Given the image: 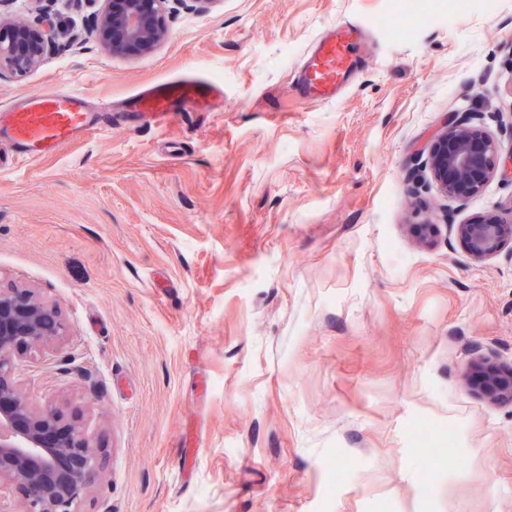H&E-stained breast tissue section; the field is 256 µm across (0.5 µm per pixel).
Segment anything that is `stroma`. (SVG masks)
Wrapping results in <instances>:
<instances>
[{
    "label": "stroma",
    "instance_id": "stroma-1",
    "mask_svg": "<svg viewBox=\"0 0 512 512\" xmlns=\"http://www.w3.org/2000/svg\"><path fill=\"white\" fill-rule=\"evenodd\" d=\"M391 4L172 0L169 39L125 58L87 0H0L79 36L0 80V106L65 87L112 116L26 165L0 142V286L66 326L14 378L104 445L77 512H512V402L467 377L512 366V250L476 262L456 236L512 177L459 203L424 164L456 115L512 142V0H431L423 22ZM349 18L371 28L355 80L291 96ZM189 72L223 110L128 121L125 96Z\"/></svg>",
    "mask_w": 512,
    "mask_h": 512
}]
</instances>
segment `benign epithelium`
<instances>
[{"instance_id":"7a95c632","label":"benign epithelium","mask_w":512,"mask_h":512,"mask_svg":"<svg viewBox=\"0 0 512 512\" xmlns=\"http://www.w3.org/2000/svg\"><path fill=\"white\" fill-rule=\"evenodd\" d=\"M100 3L94 33L111 56L138 57L158 50L169 38L170 0H88ZM72 34L36 31L0 14V79L38 69L50 44ZM457 116L435 135L425 166L437 187L455 201L482 191L499 170L512 166V145ZM468 255L477 261L495 257L512 244V203L499 212L457 225ZM60 310L27 288L0 289V488L19 489L22 499L0 512H75L100 470L103 445L90 436L77 414L33 402L12 375V363L62 339ZM488 397L512 401V368L475 366Z\"/></svg>"}]
</instances>
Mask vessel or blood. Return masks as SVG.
<instances>
[{
  "mask_svg": "<svg viewBox=\"0 0 512 512\" xmlns=\"http://www.w3.org/2000/svg\"><path fill=\"white\" fill-rule=\"evenodd\" d=\"M366 48L365 31L359 24L333 25L309 49L289 85L290 93L313 102L335 101L356 77L355 57ZM128 104L139 115L164 118L186 105L214 110L223 106L224 93L207 78L189 74L149 84ZM5 113L0 139L13 146L20 161L50 156L100 128V117L85 95L67 88L28 94L6 107Z\"/></svg>",
  "mask_w": 512,
  "mask_h": 512,
  "instance_id": "obj_1",
  "label": "vessel or blood"
}]
</instances>
